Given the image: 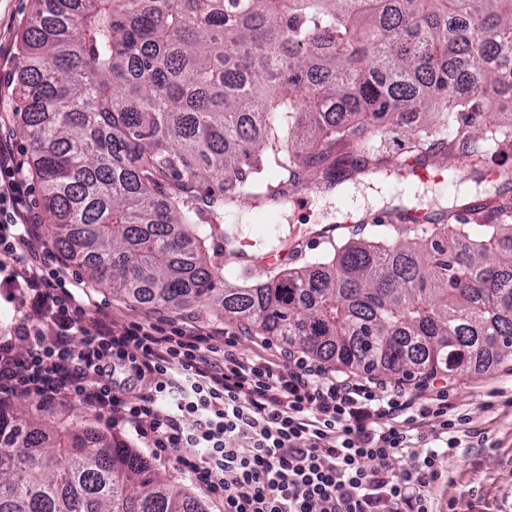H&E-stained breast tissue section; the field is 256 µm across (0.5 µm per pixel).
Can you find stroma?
I'll return each mask as SVG.
<instances>
[{
    "label": "stroma",
    "mask_w": 512,
    "mask_h": 512,
    "mask_svg": "<svg viewBox=\"0 0 512 512\" xmlns=\"http://www.w3.org/2000/svg\"><path fill=\"white\" fill-rule=\"evenodd\" d=\"M34 0H0V113L10 117L13 148L20 160H28L31 148L27 138L14 123V77L20 63L19 38L33 8ZM479 175L469 172L457 193H449L444 184H417L396 195L385 184L372 192L357 190L356 198L367 201L368 208L380 212L386 208H424L446 204L452 198L463 203H478L485 195L477 186ZM335 225V239L370 238L372 228L356 231L346 224L336 208L335 196L308 193L300 203L288 204L277 230L259 241L260 250L275 246H298L303 255L320 253L324 240L318 230ZM90 292L96 309L113 317L119 325L153 322H196L210 325L209 317L192 309L173 310L149 307L112 293L111 289L92 285ZM448 403L455 413L468 416L460 427L461 442L455 454L445 457V477L433 491L435 512H504L512 504V361L495 369L477 372L448 383Z\"/></svg>",
    "instance_id": "1"
}]
</instances>
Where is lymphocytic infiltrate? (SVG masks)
Returning <instances> with one entry per match:
<instances>
[{
    "instance_id": "lymphocytic-infiltrate-1",
    "label": "lymphocytic infiltrate",
    "mask_w": 512,
    "mask_h": 512,
    "mask_svg": "<svg viewBox=\"0 0 512 512\" xmlns=\"http://www.w3.org/2000/svg\"><path fill=\"white\" fill-rule=\"evenodd\" d=\"M29 192L0 134V296L19 314L0 342V412L32 397L91 408L176 452L180 473L224 512H432L465 423L445 389L332 374L290 348L256 359L220 328L118 326L52 261ZM398 457L410 466L393 467Z\"/></svg>"
}]
</instances>
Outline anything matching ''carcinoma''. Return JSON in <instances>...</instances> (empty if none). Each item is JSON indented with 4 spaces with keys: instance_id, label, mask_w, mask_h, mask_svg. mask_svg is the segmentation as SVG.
<instances>
[{
    "instance_id": "obj_1",
    "label": "carcinoma",
    "mask_w": 512,
    "mask_h": 512,
    "mask_svg": "<svg viewBox=\"0 0 512 512\" xmlns=\"http://www.w3.org/2000/svg\"><path fill=\"white\" fill-rule=\"evenodd\" d=\"M15 113L55 242L139 304L211 309L320 359L428 377L512 360V210L380 224L226 287L240 227L290 188L397 176L381 133L479 167L512 111V0H35ZM364 137L358 153L341 147ZM0 512H205L115 434L0 414Z\"/></svg>"
}]
</instances>
